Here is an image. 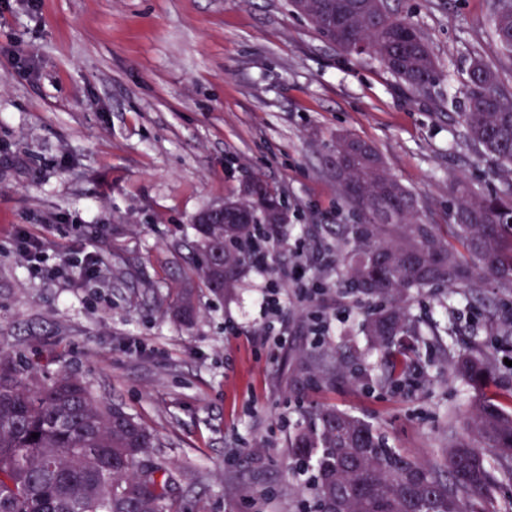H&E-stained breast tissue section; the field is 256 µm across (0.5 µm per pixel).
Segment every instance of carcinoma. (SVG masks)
<instances>
[{
  "mask_svg": "<svg viewBox=\"0 0 512 512\" xmlns=\"http://www.w3.org/2000/svg\"><path fill=\"white\" fill-rule=\"evenodd\" d=\"M305 7L314 30L336 48L376 59L412 94L430 96L441 78L424 32L400 17L387 0H292ZM490 28L502 62L512 65V0H493ZM462 140L490 160L504 181L499 190L455 182L448 231L419 215V199L386 169L369 142L336 136L330 155L342 196L362 215L359 224H325L336 237L335 264L344 287L375 305L363 321L380 357V384L404 387L411 376L417 331L409 315L411 294L424 288L466 291L481 298L483 281L512 292V90L480 55L464 79L458 113ZM361 186L360 196L346 185ZM237 203L254 212L252 224H195L194 261L186 288L173 305L175 319L191 325L199 292L230 295L252 266L241 243L287 220L286 207L264 213L263 204L238 192ZM319 380L365 378L345 366L316 362ZM454 369L478 394L467 433L448 426L442 460L422 463L389 445L368 420L321 406L307 425L288 437L291 455L314 461L310 512H501L512 505V411L486 396L493 386L508 392L512 379L496 373L477 349ZM38 434V438L31 434ZM159 439L121 405L96 396L83 379L35 367L18 368L0 353V512H179L173 498L179 475L155 453Z\"/></svg>",
  "mask_w": 512,
  "mask_h": 512,
  "instance_id": "cac0c4a2",
  "label": "carcinoma"
}]
</instances>
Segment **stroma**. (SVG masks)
Segmentation results:
<instances>
[{"mask_svg":"<svg viewBox=\"0 0 512 512\" xmlns=\"http://www.w3.org/2000/svg\"><path fill=\"white\" fill-rule=\"evenodd\" d=\"M441 70L473 52L512 88L488 19L491 0H398ZM29 69L18 68L17 58ZM460 81L414 97L373 58L340 52L290 0H0V352L87 380L157 432L186 512H300L310 475L288 438L320 405L363 417L391 446L437 462L465 432L477 395L447 359L488 338L493 307L426 290L415 386L308 380L304 350L373 363L362 305L341 294L323 224H354L326 163L337 132L373 144L389 172L446 225L453 177L497 186L492 164L457 140ZM288 208L267 266L234 294L203 295L193 326L168 303L185 282L191 220L253 178ZM47 244L19 256V229ZM94 257L74 284L63 261ZM297 271L308 297L288 286ZM278 300L280 313L257 295Z\"/></svg>","mask_w":512,"mask_h":512,"instance_id":"35a3bbf8","label":"stroma"}]
</instances>
